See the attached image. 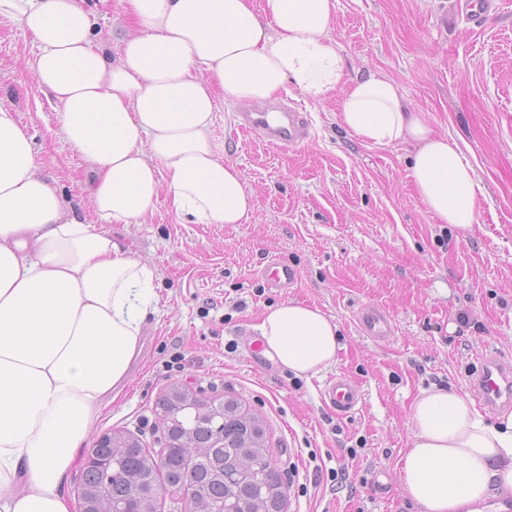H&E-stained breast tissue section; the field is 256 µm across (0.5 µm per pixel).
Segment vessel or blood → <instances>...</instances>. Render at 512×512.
<instances>
[{
	"mask_svg": "<svg viewBox=\"0 0 512 512\" xmlns=\"http://www.w3.org/2000/svg\"><path fill=\"white\" fill-rule=\"evenodd\" d=\"M238 131L264 142L280 146H296L310 136V123L306 113L292 107L264 106L241 113ZM268 287L283 288L296 278L294 269L273 261L261 272ZM360 330L370 337L392 334L393 326L382 310L369 307L359 317ZM478 405L487 412L512 406V363L495 353L482 354L479 369L469 381ZM325 403L338 415L348 416L357 411L362 401L359 387L344 376L331 379L324 391Z\"/></svg>",
	"mask_w": 512,
	"mask_h": 512,
	"instance_id": "1",
	"label": "vessel or blood"
}]
</instances>
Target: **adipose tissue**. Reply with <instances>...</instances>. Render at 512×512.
<instances>
[{
  "label": "adipose tissue",
  "instance_id": "1",
  "mask_svg": "<svg viewBox=\"0 0 512 512\" xmlns=\"http://www.w3.org/2000/svg\"><path fill=\"white\" fill-rule=\"evenodd\" d=\"M121 4L133 30L115 61L79 0H0V21L32 40L25 65L62 137L93 168L98 217L66 208L26 127L0 107V512H74L66 475L141 355L157 270L108 225L162 197L194 224L252 212L211 138L217 99L252 103L290 84L318 101L339 94L340 121L360 139L411 147L412 190L434 219L477 222L484 188L458 144L384 72L345 80L336 0ZM258 330L266 355L298 376L342 348L334 319L297 301L266 308ZM410 423L400 483L423 512H478L491 492H512V413L487 424L469 395L437 387L415 399Z\"/></svg>",
  "mask_w": 512,
  "mask_h": 512
}]
</instances>
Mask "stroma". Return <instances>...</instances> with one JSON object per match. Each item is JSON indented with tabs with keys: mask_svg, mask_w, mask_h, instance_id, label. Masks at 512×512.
<instances>
[{
	"mask_svg": "<svg viewBox=\"0 0 512 512\" xmlns=\"http://www.w3.org/2000/svg\"><path fill=\"white\" fill-rule=\"evenodd\" d=\"M95 31L121 54L119 0H80ZM454 0H336L331 36L349 76L388 73L434 129L456 141L485 188L477 222L436 223L415 197L410 150L371 145L338 121L336 99L290 100L311 121V138L271 146L235 129L236 105H218L212 139L241 172L254 210L241 224H193L165 202L113 239L150 261L159 300L143 328L142 354L92 438L123 431L156 454V411L172 385L206 401L238 400L264 422L287 512H421L399 484L410 445V407L421 390L468 392L482 352L512 361V0H493L484 23L452 15ZM31 38L0 23V107L33 135L46 179L75 210L90 213V164L61 136L56 107L20 66ZM287 263L296 283L267 287L260 270ZM298 301L334 317L335 364L299 378L278 363L251 362L249 344L267 307ZM366 307L386 311L391 335L360 333ZM468 326H461L460 315ZM344 374L363 402L341 417L322 399ZM388 473L376 493L375 469Z\"/></svg>",
	"mask_w": 512,
	"mask_h": 512,
	"instance_id": "stroma-1",
	"label": "stroma"
}]
</instances>
